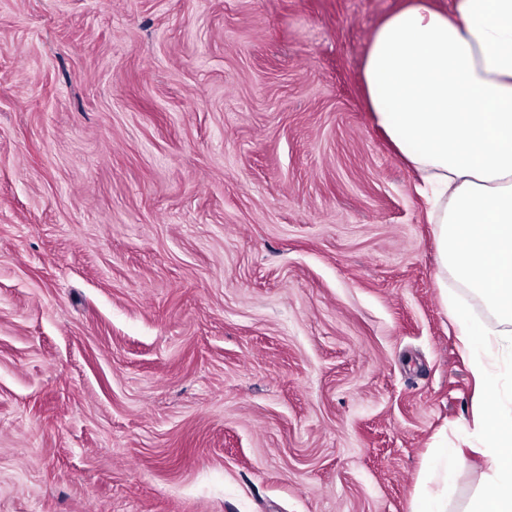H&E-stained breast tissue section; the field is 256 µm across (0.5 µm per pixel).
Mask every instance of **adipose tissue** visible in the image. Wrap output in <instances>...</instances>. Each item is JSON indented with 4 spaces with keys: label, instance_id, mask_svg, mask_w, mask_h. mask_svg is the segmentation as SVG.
I'll use <instances>...</instances> for the list:
<instances>
[{
    "label": "adipose tissue",
    "instance_id": "1",
    "mask_svg": "<svg viewBox=\"0 0 512 512\" xmlns=\"http://www.w3.org/2000/svg\"><path fill=\"white\" fill-rule=\"evenodd\" d=\"M368 108L430 203L439 275L453 274L495 327L455 310L461 351L484 399L482 474L471 512H512V0H403L375 29L362 67Z\"/></svg>",
    "mask_w": 512,
    "mask_h": 512
}]
</instances>
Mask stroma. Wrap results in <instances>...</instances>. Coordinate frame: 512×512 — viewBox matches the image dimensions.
Masks as SVG:
<instances>
[{"label":"stroma","instance_id":"1","mask_svg":"<svg viewBox=\"0 0 512 512\" xmlns=\"http://www.w3.org/2000/svg\"><path fill=\"white\" fill-rule=\"evenodd\" d=\"M402 0H0V512H447L487 469L361 66Z\"/></svg>","mask_w":512,"mask_h":512}]
</instances>
